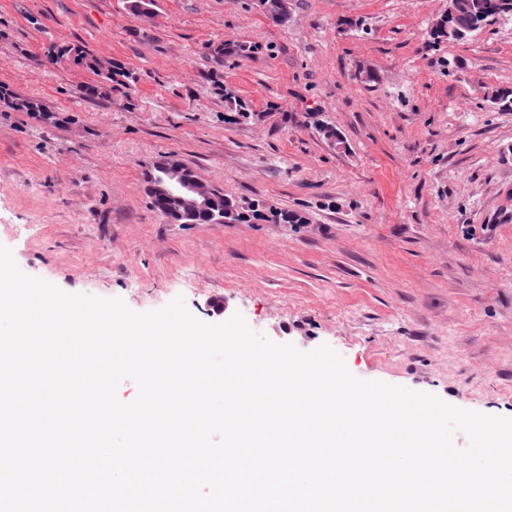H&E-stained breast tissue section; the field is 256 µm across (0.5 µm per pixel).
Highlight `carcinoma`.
Listing matches in <instances>:
<instances>
[{
  "label": "carcinoma",
  "instance_id": "1",
  "mask_svg": "<svg viewBox=\"0 0 512 512\" xmlns=\"http://www.w3.org/2000/svg\"><path fill=\"white\" fill-rule=\"evenodd\" d=\"M448 5L453 11L448 13L440 25L433 39L439 42L462 41L480 31L491 19L509 18L512 19V0H449ZM64 56L73 60L78 65H84L89 69L97 71L100 81L94 84H87L80 89V93L88 98H95L108 95L112 92V83L126 85V80L131 75L115 67L110 73L98 70L97 59L89 55L79 45H67L60 47ZM210 52L218 59L224 57H246L251 53V46L247 44H224L219 43L210 47ZM0 101L9 105L15 110L22 112H38L44 116L48 115V109L40 102L31 99H24L12 95V92L0 87ZM224 101L227 111L235 112L242 118L249 117L245 103L230 90H224ZM182 170L188 179L197 178V174L183 162L173 156H166L158 161L154 167V173L150 174L148 183L155 186H162L167 181V171L171 168ZM220 208L233 209L229 221L236 224L250 223L254 220L263 221L267 224H304L307 218L300 212L286 210L269 205L264 201L257 202L256 207L246 208L239 202L223 193L217 194Z\"/></svg>",
  "mask_w": 512,
  "mask_h": 512
}]
</instances>
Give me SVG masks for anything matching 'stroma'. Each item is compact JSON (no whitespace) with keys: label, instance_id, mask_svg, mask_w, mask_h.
Segmentation results:
<instances>
[{"label":"stroma","instance_id":"35a3bbf8","mask_svg":"<svg viewBox=\"0 0 512 512\" xmlns=\"http://www.w3.org/2000/svg\"><path fill=\"white\" fill-rule=\"evenodd\" d=\"M0 0V245L68 293L342 355L357 378L512 417V20L432 46L448 0ZM221 42L252 45L216 60ZM78 44L133 74L52 62ZM374 72L375 81L362 79ZM250 116L228 121L225 91ZM333 127L340 141L326 139ZM176 156L224 195L304 224H173L147 179ZM224 301L216 312L211 300ZM64 51L65 58L72 59L75 64L84 65L89 69L95 70L100 77V81L94 84H87L80 89V93L87 98H95L102 95H109L112 92V83L127 86L131 75L123 71L122 68L116 66L110 73L102 72L97 67V59L89 55L79 45H67L60 47ZM117 76L123 77L125 80H119ZM0 101L22 112H40L43 116H48V112H51L42 103L14 96L12 92L2 87H0Z\"/></svg>","mask_w":512,"mask_h":512}]
</instances>
